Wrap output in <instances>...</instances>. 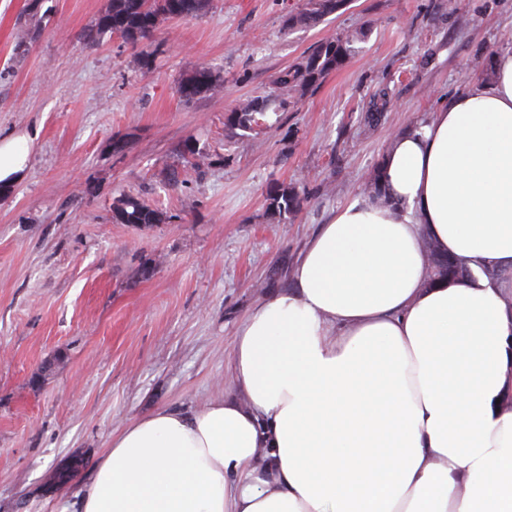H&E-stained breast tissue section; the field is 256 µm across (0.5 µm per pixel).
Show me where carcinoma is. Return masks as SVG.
Returning a JSON list of instances; mask_svg holds the SVG:
<instances>
[{
	"mask_svg": "<svg viewBox=\"0 0 512 512\" xmlns=\"http://www.w3.org/2000/svg\"><path fill=\"white\" fill-rule=\"evenodd\" d=\"M346 0H306L300 12L288 16L286 27L294 28L320 21L340 10ZM210 0H106L104 9L96 19L94 28L87 38L94 41L105 34L119 35L130 40V34L139 33L141 41L151 38L160 25L171 18L194 17L203 14ZM366 37V30L336 34L327 37L307 56L292 65L279 76L280 103L294 102L306 92L318 87L331 72L343 68L356 52L355 43ZM219 78L208 67H200L183 79L178 87L180 97L193 100L206 96L215 90ZM270 109V100L252 97L242 101L231 111L234 125L251 128L256 115H263ZM299 205V197L293 188H278L270 193L269 209L275 214L293 211ZM163 214L138 198L123 194L114 206L113 220L119 224H158Z\"/></svg>",
	"mask_w": 512,
	"mask_h": 512,
	"instance_id": "cac0c4a2",
	"label": "carcinoma"
}]
</instances>
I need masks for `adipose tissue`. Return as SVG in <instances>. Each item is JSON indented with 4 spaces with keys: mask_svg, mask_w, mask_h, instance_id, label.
<instances>
[{
    "mask_svg": "<svg viewBox=\"0 0 512 512\" xmlns=\"http://www.w3.org/2000/svg\"><path fill=\"white\" fill-rule=\"evenodd\" d=\"M0 137V183L27 168ZM240 324L232 388L112 438L80 512H512V52L380 164ZM477 269L435 280L424 249Z\"/></svg>",
    "mask_w": 512,
    "mask_h": 512,
    "instance_id": "obj_1",
    "label": "adipose tissue"
}]
</instances>
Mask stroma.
<instances>
[{"label": "stroma", "mask_w": 512, "mask_h": 512, "mask_svg": "<svg viewBox=\"0 0 512 512\" xmlns=\"http://www.w3.org/2000/svg\"><path fill=\"white\" fill-rule=\"evenodd\" d=\"M30 2L0 0V134L31 139L0 194V512H79L113 433L223 395L241 320L291 286L390 139L476 82L474 61L512 51V0H347L291 29L305 0H210L158 30L144 69L119 36L86 40L105 0H40L36 24ZM361 28L359 53L316 89L251 130L230 123L322 39ZM202 66L222 87L183 100ZM383 86L391 105L368 122ZM279 185L300 198L281 216L267 201ZM124 193L165 221L115 223ZM76 455L83 468L56 486Z\"/></svg>", "instance_id": "stroma-1"}]
</instances>
